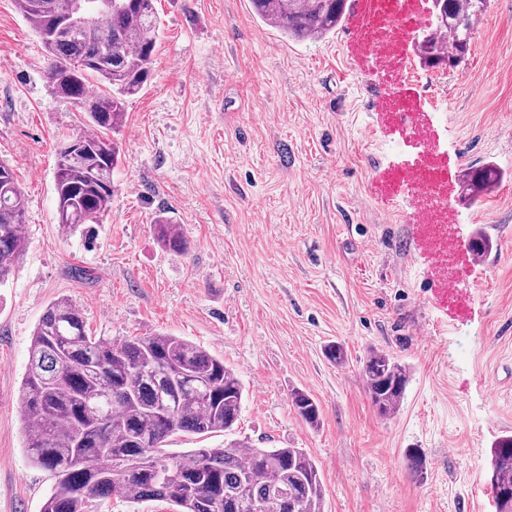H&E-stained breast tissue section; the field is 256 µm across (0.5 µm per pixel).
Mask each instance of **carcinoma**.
Instances as JSON below:
<instances>
[{"label": "carcinoma", "mask_w": 512, "mask_h": 512, "mask_svg": "<svg viewBox=\"0 0 512 512\" xmlns=\"http://www.w3.org/2000/svg\"><path fill=\"white\" fill-rule=\"evenodd\" d=\"M86 6L77 20V4ZM49 56L47 79L80 106L92 133L69 137L55 172L57 223L66 229L95 224L112 203L120 151L109 133L122 123L126 98L151 75L161 40L154 0H14ZM268 26L298 40L336 30L346 0H251ZM489 0H441L447 21L430 34L428 67L459 66ZM99 64L89 68L86 60ZM105 90L88 93V78ZM501 172L487 164L470 171L472 201L494 191ZM25 198L13 168L0 162V285L26 248ZM158 242L182 253L177 225H153ZM366 391L378 415H393L406 393L409 372L397 357L372 349L364 357ZM245 396L239 376L224 360L171 334L105 343L89 335L80 309L67 298L50 303L34 329L20 399L25 448L31 462L50 472L54 485L41 512H96L114 497L166 501L175 512H322L318 466L301 448H255L232 440L222 448L167 452L178 434L231 433ZM291 403L312 427L320 406L297 389ZM488 487L496 512H512V436L490 449ZM407 469L424 479L426 456L405 453Z\"/></svg>", "instance_id": "cac0c4a2"}]
</instances>
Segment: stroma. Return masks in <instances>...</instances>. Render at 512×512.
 <instances>
[{"instance_id":"stroma-1","label":"stroma","mask_w":512,"mask_h":512,"mask_svg":"<svg viewBox=\"0 0 512 512\" xmlns=\"http://www.w3.org/2000/svg\"><path fill=\"white\" fill-rule=\"evenodd\" d=\"M156 8L151 78L113 135L112 203L65 230L55 168L84 118L0 0V161L27 201V247L0 286V512H41L53 484L23 447L20 390L34 328L59 298L103 341L170 333L223 358L246 389L234 439L304 449L323 512H495L490 448L512 435V0H491L465 62L444 69L424 142L392 122L384 90L401 71L364 50L354 9L299 42L250 0ZM427 149L448 184L439 239L414 183L392 178ZM486 163L505 179L469 204L461 177ZM159 217L186 252L159 246ZM480 232L493 241L484 266L461 250ZM332 342L345 365L325 358ZM373 348L410 368L388 418L361 373ZM296 389L318 402V426L295 413ZM409 448L426 455L424 481L408 474Z\"/></svg>"}]
</instances>
